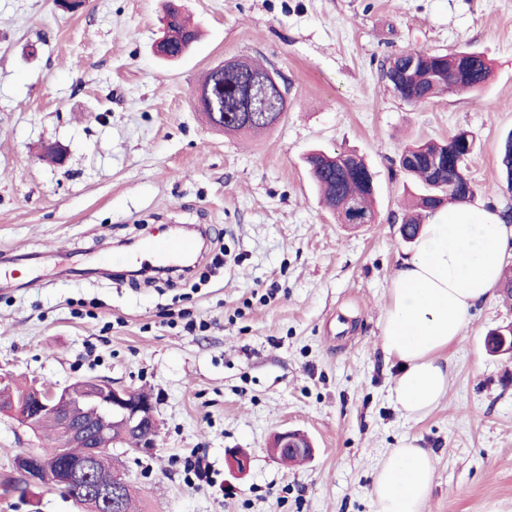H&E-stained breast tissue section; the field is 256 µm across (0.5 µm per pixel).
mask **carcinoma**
Returning <instances> with one entry per match:
<instances>
[{"label":"carcinoma","instance_id":"cac0c4a2","mask_svg":"<svg viewBox=\"0 0 512 512\" xmlns=\"http://www.w3.org/2000/svg\"><path fill=\"white\" fill-rule=\"evenodd\" d=\"M168 41L173 46L172 57L178 58L187 53L198 39L196 28L182 14L172 15L168 23ZM416 62L407 78L391 85L393 92L412 105H424L434 99L456 91L479 90L487 82L490 67L484 55L477 51L461 50L452 54L442 52L415 51ZM242 72L224 69V79L214 80V71H209L203 84L211 86L212 97L217 111L232 114L240 111L243 87ZM259 112L285 114L288 101L277 92L259 96L255 100ZM474 140L467 130H459L443 141L413 143L405 147L399 155V168L414 182L421 192L414 196L412 212L401 224L402 238L411 242L418 235L426 214L437 206L458 202L457 185L466 184V163L447 165V158H457L472 154ZM305 163L323 202L333 203L342 198L357 201L361 211L374 213L375 185L373 174L361 157L353 160L354 168L340 175L345 161L342 154L325 153L313 150L305 157ZM502 173L507 184H512V135L504 144L502 153ZM39 428L52 434L54 445L42 452L47 457L61 451L59 430L55 421L44 418Z\"/></svg>","mask_w":512,"mask_h":512}]
</instances>
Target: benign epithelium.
<instances>
[{"label":"benign epithelium","instance_id":"1","mask_svg":"<svg viewBox=\"0 0 512 512\" xmlns=\"http://www.w3.org/2000/svg\"><path fill=\"white\" fill-rule=\"evenodd\" d=\"M200 112L216 128L224 127V113L216 111L210 87L201 86L196 91ZM345 223L372 224L375 216L365 215L352 199L344 200L339 207ZM5 411L15 414L25 425L34 427L36 417L45 414L56 419L68 448H81L76 458H64L51 466L38 453H24L13 462L12 474L27 487H39L47 480L71 497L83 495L84 504L95 510L99 507L112 512L116 495L124 485L117 479L110 484H100L95 479L97 470L106 464L105 449L99 441L112 437V442L130 444L128 451L150 455L155 450L158 419L152 394L125 386H116L97 378L79 380L67 387L45 385L31 388L20 398L7 397ZM269 451L279 459L289 456L307 458L313 453L310 442L301 434L285 430L275 436Z\"/></svg>","mask_w":512,"mask_h":512}]
</instances>
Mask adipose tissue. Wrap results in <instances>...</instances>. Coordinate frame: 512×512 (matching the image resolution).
I'll list each match as a JSON object with an SVG mask.
<instances>
[{
    "instance_id": "ef3b65f1",
    "label": "adipose tissue",
    "mask_w": 512,
    "mask_h": 512,
    "mask_svg": "<svg viewBox=\"0 0 512 512\" xmlns=\"http://www.w3.org/2000/svg\"><path fill=\"white\" fill-rule=\"evenodd\" d=\"M509 256L512 224L497 207L440 208L422 224L389 280L381 325L384 353L403 365L392 399L406 416H424L446 396L444 352L461 338L471 310L493 296ZM433 474L427 450L409 442L392 449L373 473L377 512H423Z\"/></svg>"
}]
</instances>
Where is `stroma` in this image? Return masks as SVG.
Listing matches in <instances>:
<instances>
[{
    "mask_svg": "<svg viewBox=\"0 0 512 512\" xmlns=\"http://www.w3.org/2000/svg\"><path fill=\"white\" fill-rule=\"evenodd\" d=\"M167 0H0V379L63 388L84 378L150 392L152 454L111 453L141 512H376L372 476L403 441L431 452L423 512H512V357L485 337L512 323L479 304L447 350L448 393L411 419L380 346L400 234L403 148L469 131L476 198L512 207L500 151L512 135V0H178L202 37L154 53ZM483 52L476 95L420 106L381 76L404 49ZM229 58L276 73L288 110L244 137L209 129L195 92ZM57 146L64 161L41 159ZM350 151L377 185L374 223H339L303 164ZM192 225L193 272L132 278L142 237ZM304 432L287 467L272 436ZM46 438L0 412V475ZM249 457L246 472L229 454ZM208 477L197 478L195 458ZM0 512H87L48 486L0 493Z\"/></svg>",
    "mask_w": 512,
    "mask_h": 512,
    "instance_id": "35a3bbf8",
    "label": "stroma"
}]
</instances>
